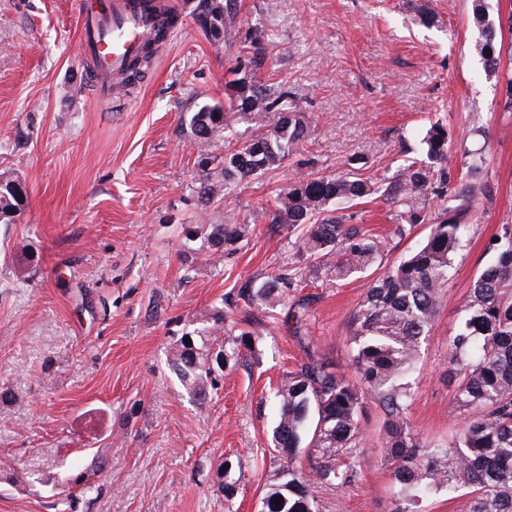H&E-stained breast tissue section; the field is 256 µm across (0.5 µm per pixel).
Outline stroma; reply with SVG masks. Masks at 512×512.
<instances>
[{
  "instance_id": "obj_1",
  "label": "stroma",
  "mask_w": 512,
  "mask_h": 512,
  "mask_svg": "<svg viewBox=\"0 0 512 512\" xmlns=\"http://www.w3.org/2000/svg\"><path fill=\"white\" fill-rule=\"evenodd\" d=\"M181 27L138 79L97 100L78 52L77 0H0V176L26 201L0 218V512H260L279 463L266 449L274 391L306 353L351 368L348 317L376 271H327L285 289L272 309H245L239 288L296 266L295 235L266 212L298 175H392L419 157L430 122L448 128V168L484 149L466 247L411 376L409 420L425 441L461 427L448 384V342L490 240L512 224V28L502 70L471 52V0H237L239 23L213 37L203 0H174ZM265 37L255 82L288 88L309 133L282 167L205 200L224 154L255 132L203 142L188 125L224 104L227 71L249 32ZM377 235L383 265L418 248L427 225L394 232L384 199L351 208ZM250 225L233 252L211 254L199 224ZM311 314L296 326L293 309ZM225 314L255 351L197 394L170 358L183 336ZM386 415L370 403L366 451L343 488L316 485L320 512H395L383 461ZM234 484L225 497V484Z\"/></svg>"
}]
</instances>
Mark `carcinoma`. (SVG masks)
<instances>
[{"label":"carcinoma","instance_id":"carcinoma-1","mask_svg":"<svg viewBox=\"0 0 512 512\" xmlns=\"http://www.w3.org/2000/svg\"><path fill=\"white\" fill-rule=\"evenodd\" d=\"M471 2L472 21L482 35L474 52L494 73L499 66L496 23L485 0ZM205 20L217 35L236 27V3L210 0ZM266 61L262 37L255 33L226 83L230 104L205 105L189 119L192 134L203 142L234 120H250L260 128L258 135L224 154L226 189L282 166L308 134L305 116L295 110L288 91L248 80ZM422 144L423 157L403 165L387 183L361 176L349 162L335 176L294 178L274 199L270 223L299 229L294 245L300 265L255 290L241 289L239 296L249 307L282 304L279 289L319 266L346 280L381 264V242L347 225L342 214L359 202L382 197L391 203L399 236L419 224L428 225L429 233L407 258L371 283L350 314L353 374L310 354L286 374L276 393L278 420L270 448L280 464L277 480L261 499V512H319L313 484H351L363 453L362 422L373 400L387 415L384 461L397 487L396 512H421L420 502L441 490L459 500L457 512H512V224L501 225L498 241L490 244L496 261L473 281L461 329L448 344V383L453 405L464 415L462 427L448 444L434 445L415 434L407 419L409 375L463 247L482 164L476 152L465 174L452 178L448 129L439 121L429 125ZM23 202L15 180L1 178L0 214L21 210ZM249 233V225L235 219L200 229L204 242L217 251L235 247ZM218 330L217 322L204 327L196 350L183 345L171 358L180 379L199 391L210 382L209 355ZM219 347L228 365L252 352L254 340L231 322L224 324ZM302 447L312 457L307 473L295 466Z\"/></svg>","mask_w":512,"mask_h":512}]
</instances>
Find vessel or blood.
<instances>
[{"label":"vessel or blood","mask_w":512,"mask_h":512,"mask_svg":"<svg viewBox=\"0 0 512 512\" xmlns=\"http://www.w3.org/2000/svg\"><path fill=\"white\" fill-rule=\"evenodd\" d=\"M79 45L92 73V91L108 100L130 63L146 47L170 38L179 23L168 0H82Z\"/></svg>","instance_id":"obj_1"}]
</instances>
